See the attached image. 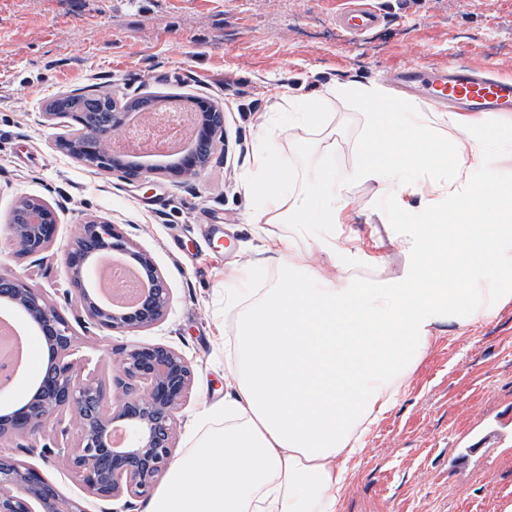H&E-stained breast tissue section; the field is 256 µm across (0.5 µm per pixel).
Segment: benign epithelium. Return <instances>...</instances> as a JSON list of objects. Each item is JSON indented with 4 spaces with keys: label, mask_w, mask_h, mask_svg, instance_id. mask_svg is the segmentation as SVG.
Segmentation results:
<instances>
[{
    "label": "benign epithelium",
    "mask_w": 512,
    "mask_h": 512,
    "mask_svg": "<svg viewBox=\"0 0 512 512\" xmlns=\"http://www.w3.org/2000/svg\"><path fill=\"white\" fill-rule=\"evenodd\" d=\"M199 116L195 140L213 151L224 124L212 123L205 111ZM110 138L108 132L91 135L81 149L99 157ZM204 167L191 149L181 161V175H196ZM142 172L135 160L112 158V174L124 180L138 181ZM58 229L57 212L40 199L25 213V223L8 225L0 253L28 258L35 266L55 243ZM113 255L138 262L149 282L140 302L119 312L95 298L89 277L95 261ZM63 263L69 285L65 302L80 309L78 322L89 335L137 332L162 321L168 311L170 288L152 256L136 249L117 224L101 218L86 221L65 250ZM0 299L14 303L39 328L50 351L36 393L24 396L20 405L0 417V435L8 429L30 437L53 434L71 472L100 500L149 496L173 459L177 411L194 384L190 363L168 346L131 343L118 352L112 381L118 394L109 396L87 363L75 358V333L69 320L41 289L28 283L26 275L0 272ZM117 425L131 434L123 447L113 446L110 439L111 428ZM0 512L85 510L80 501L60 495L36 468L1 454Z\"/></svg>",
    "instance_id": "obj_1"
}]
</instances>
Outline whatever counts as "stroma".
<instances>
[{
	"mask_svg": "<svg viewBox=\"0 0 512 512\" xmlns=\"http://www.w3.org/2000/svg\"><path fill=\"white\" fill-rule=\"evenodd\" d=\"M381 24L357 37L336 25L350 0H0V226L17 201L35 197L59 214L54 246L34 283L68 319L63 255L80 225L103 218L151 254L172 293L164 322L133 334L84 339L80 356L111 385L116 352L133 342L162 344L192 365L195 381L178 414L176 451L191 445L203 408L223 403L234 367L236 313L224 288L266 287L246 276L287 224H256L242 189L258 131L289 89L315 94L335 81L385 84L396 70L465 62L512 77V0H368ZM108 89L130 98L150 91L205 98L224 111L228 145L197 176L161 173L129 182L83 167L53 143L64 130L46 105L75 89ZM366 116L334 102L325 132L336 138V173L359 160ZM376 188L353 182L351 223L336 227L359 278L401 282L414 252L388 245L390 226ZM382 251L385 261L370 257ZM512 428V304L467 332L449 328L424 359L399 405L365 438L339 512H504L512 504V438L489 457L456 463L461 430ZM0 453L26 461L87 512H121L122 500L87 495L62 455L0 436Z\"/></svg>",
	"mask_w": 512,
	"mask_h": 512,
	"instance_id": "stroma-1",
	"label": "stroma"
}]
</instances>
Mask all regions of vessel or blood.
Instances as JSON below:
<instances>
[{
  "label": "vessel or blood",
  "instance_id": "1",
  "mask_svg": "<svg viewBox=\"0 0 512 512\" xmlns=\"http://www.w3.org/2000/svg\"><path fill=\"white\" fill-rule=\"evenodd\" d=\"M379 17L370 7L358 4L341 14L338 25L358 33L375 27ZM392 81L406 90L424 92L437 105L470 112H511L512 80L493 79L462 63L442 69L416 67L396 73Z\"/></svg>",
  "mask_w": 512,
  "mask_h": 512
}]
</instances>
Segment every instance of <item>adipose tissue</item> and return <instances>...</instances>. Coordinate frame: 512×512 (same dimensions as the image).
<instances>
[{
    "mask_svg": "<svg viewBox=\"0 0 512 512\" xmlns=\"http://www.w3.org/2000/svg\"><path fill=\"white\" fill-rule=\"evenodd\" d=\"M358 101L367 134L354 181L376 204L418 226L416 271L391 288L355 281L335 234L347 218L335 138L303 166L282 148L280 118L321 129L335 100ZM512 136L484 119L419 110L375 83L337 82L320 95L281 92L243 181L255 223L293 225L265 261L283 271L262 292L225 287L238 315V362L219 406L205 408L191 448L171 465L144 512H338L363 438L399 403L443 326L464 331L512 304V183L484 180ZM312 241L334 278L292 260ZM485 267L483 286L471 271Z\"/></svg>",
    "mask_w": 512,
    "mask_h": 512,
    "instance_id": "obj_1",
    "label": "adipose tissue"
}]
</instances>
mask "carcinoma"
Segmentation results:
<instances>
[{
    "label": "carcinoma",
    "instance_id": "1",
    "mask_svg": "<svg viewBox=\"0 0 512 512\" xmlns=\"http://www.w3.org/2000/svg\"><path fill=\"white\" fill-rule=\"evenodd\" d=\"M158 100L156 95H146L128 98L123 102H117L112 97V91L103 90L93 95H72L64 93L52 100L47 111L53 112L62 118L75 113L82 115L83 127H75L56 140L59 149L68 153L72 158L104 172L112 171V164L101 160L85 158L77 150L78 142L84 137L82 128L89 130H102L112 128V113L145 112L151 109Z\"/></svg>",
    "mask_w": 512,
    "mask_h": 512
}]
</instances>
